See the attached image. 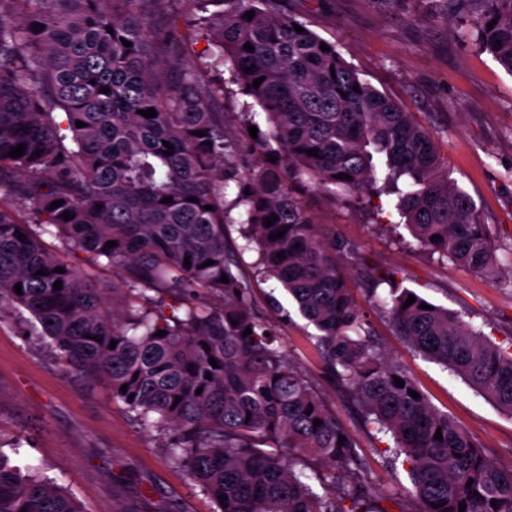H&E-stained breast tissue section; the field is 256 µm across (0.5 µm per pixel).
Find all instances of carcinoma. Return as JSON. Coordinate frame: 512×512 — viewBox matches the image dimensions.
I'll return each instance as SVG.
<instances>
[{
	"instance_id": "obj_1",
	"label": "carcinoma",
	"mask_w": 512,
	"mask_h": 512,
	"mask_svg": "<svg viewBox=\"0 0 512 512\" xmlns=\"http://www.w3.org/2000/svg\"><path fill=\"white\" fill-rule=\"evenodd\" d=\"M169 2L0 0V317L26 310L62 372L107 384L144 429L167 437L169 457L215 512H383L370 507L382 492L361 447L276 345L239 273V255L254 248L253 275L276 279L314 326L337 393L366 430L393 439L388 451L392 463L408 466L416 512H459L461 503L464 512H512V468L493 462L383 350L338 269L339 254L354 247L324 239L296 191L394 195L421 247L488 273L497 247L432 135L282 0H215L222 9L206 22L210 65L231 61L268 124L258 140L231 136ZM449 2L474 14L475 41L512 74V0ZM148 108L157 116L139 114ZM19 144L22 156L9 157ZM312 148L318 156L308 155ZM231 182L237 192L229 201ZM234 209L245 224L235 252L224 242ZM271 216L277 220L267 227ZM35 226L54 228L93 267L119 272L112 300L48 250ZM281 230L284 237L270 239ZM109 241L116 245L106 248ZM390 276L370 272L365 280L395 333L512 415V344L493 343L440 306L420 308L425 299ZM0 512L83 510L56 480L0 451Z\"/></svg>"
}]
</instances>
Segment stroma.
I'll return each mask as SVG.
<instances>
[{"instance_id":"obj_1","label":"stroma","mask_w":512,"mask_h":512,"mask_svg":"<svg viewBox=\"0 0 512 512\" xmlns=\"http://www.w3.org/2000/svg\"><path fill=\"white\" fill-rule=\"evenodd\" d=\"M310 29L335 42L360 78L411 112L434 136L458 186L474 201L494 244L512 241V74L463 35L464 21L445 0H300ZM191 57L205 83L224 88L219 109L236 132L266 131L264 114L245 121L247 102L231 67L207 66L205 32L182 0ZM324 236L355 246L346 262L351 283L363 266L396 271L402 287L458 313L496 344L512 343V261L499 257L494 273L443 262L418 246L390 211H377L321 191L302 190ZM257 306L278 342L319 389L371 464L387 492L383 512H414L406 467L388 464L390 437L368 434L331 385L314 345L313 328L274 281L253 285ZM356 300L387 353L401 362L439 411L466 429L498 465L512 468V416L463 379L396 336L364 292ZM31 317H0V451L17 454L30 472L54 478L84 512H213L214 505L174 464L162 436L140 428L105 385L63 374L45 344L32 337Z\"/></svg>"}]
</instances>
